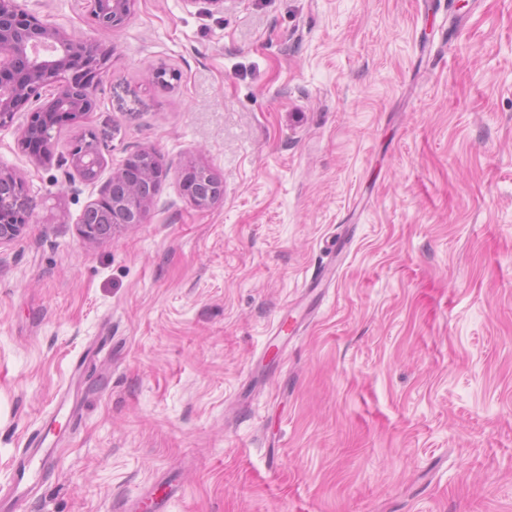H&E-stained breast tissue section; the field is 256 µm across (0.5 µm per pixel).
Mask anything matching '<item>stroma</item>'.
<instances>
[{
    "label": "stroma",
    "instance_id": "stroma-1",
    "mask_svg": "<svg viewBox=\"0 0 512 512\" xmlns=\"http://www.w3.org/2000/svg\"><path fill=\"white\" fill-rule=\"evenodd\" d=\"M20 2L112 51L48 160L0 129L33 206L0 246V486L62 428L20 512H148L162 478L168 512H512V0H137L115 30ZM87 130L104 174L167 169L91 244ZM91 131H85L75 140L70 151L71 165L79 178L88 184H97L102 175L103 156ZM209 174L207 166L198 164L191 166L185 176L184 189L190 202L197 208H208L224 196L222 182L218 189L206 182Z\"/></svg>",
    "mask_w": 512,
    "mask_h": 512
}]
</instances>
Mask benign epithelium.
I'll list each match as a JSON object with an SVG mask.
<instances>
[{"instance_id": "obj_1", "label": "benign epithelium", "mask_w": 512, "mask_h": 512, "mask_svg": "<svg viewBox=\"0 0 512 512\" xmlns=\"http://www.w3.org/2000/svg\"><path fill=\"white\" fill-rule=\"evenodd\" d=\"M84 8L109 28L131 15L135 0H83ZM112 57V50L42 22L25 12L19 0H0V128L11 125L31 105L21 129L27 150L39 160L51 155L52 132L63 124L85 118L95 106V92ZM71 165L88 184H100L99 198L90 202L79 221V234L87 243L112 236L121 226L144 222L165 175L159 156L140 150L100 181L103 156L93 134L75 140ZM205 165L190 167L184 189L190 202L208 208L224 196V186L206 182ZM0 245L18 239L31 223L32 207L21 177L0 169Z\"/></svg>"}]
</instances>
